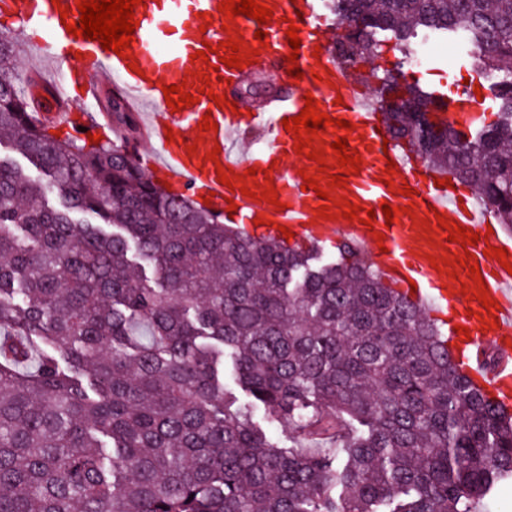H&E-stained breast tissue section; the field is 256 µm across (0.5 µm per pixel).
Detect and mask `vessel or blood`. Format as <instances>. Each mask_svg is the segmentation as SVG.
Here are the masks:
<instances>
[{
  "label": "vessel or blood",
  "mask_w": 512,
  "mask_h": 512,
  "mask_svg": "<svg viewBox=\"0 0 512 512\" xmlns=\"http://www.w3.org/2000/svg\"><path fill=\"white\" fill-rule=\"evenodd\" d=\"M77 2L0 0V16L37 32L39 56L65 65L63 81H46L50 92L60 97L73 88L92 99L102 88L101 77L111 78L128 108L138 113L142 139L153 147L152 176L195 196L210 197L215 211L236 205L232 222L243 235L275 237L284 227L298 242L348 243L378 267L386 284L446 326L448 350L460 359L463 372L504 410H512V274L505 269L512 264V238L497 232L496 215L478 203L474 191L445 187L446 170L414 160L397 141H384L380 110L330 49L329 29L318 20V0H264L273 16L263 26L244 15L225 20L218 10L221 0H146L134 10L139 25L124 57L103 50L98 41L67 32L66 23L80 21ZM63 6L68 9L64 15L59 12ZM291 19L300 27L302 76L291 79L287 95L271 110L242 103L234 109L216 106L214 99L223 95L225 82L237 75L236 69L220 63L232 53L228 39L238 38L248 49L258 50L260 60H278L291 52L286 35ZM260 29L266 34L262 41L255 37ZM202 49L208 52L207 60H195ZM202 73L211 79L212 94L201 91ZM170 85L184 86L197 96V104L173 111L163 93ZM310 96L333 120L312 141L313 148L324 151L319 163L298 159L297 136L282 124L299 116ZM448 110L473 116L480 113L481 104L470 90L450 100ZM206 115L214 129H200ZM343 120L351 122V129L340 128ZM339 137L347 139L349 150L358 151L362 164L346 186L329 188L335 203L324 218L319 210L326 199L304 190V178L316 175L323 162L329 175L339 174L332 149ZM213 150L218 153L214 161L208 158ZM222 172L231 180L243 176L245 191L221 185ZM269 184L278 204L260 197ZM405 185L414 188L413 197L402 195ZM346 201L358 206L356 220L344 217ZM384 203L398 210L393 222L379 212ZM371 208L377 211L372 219L367 216ZM443 219L480 233V240L467 248L450 241L449 230L439 226ZM489 245L506 249V263L485 255ZM447 257L463 260L456 275L437 270V263ZM474 263L487 284L488 299L496 303L493 309L476 298L478 285L470 277ZM487 319L492 328H484ZM459 325L466 327V334L456 333ZM489 348L497 354L491 369L483 356Z\"/></svg>",
  "instance_id": "b4317fda"
}]
</instances>
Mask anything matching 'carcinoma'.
<instances>
[{
  "instance_id": "1",
  "label": "carcinoma",
  "mask_w": 512,
  "mask_h": 512,
  "mask_svg": "<svg viewBox=\"0 0 512 512\" xmlns=\"http://www.w3.org/2000/svg\"><path fill=\"white\" fill-rule=\"evenodd\" d=\"M322 2L349 68L465 36L493 120L457 127L399 64L378 104L511 230L512 0ZM17 46L0 30V143L27 162L0 159V512H486L512 485V421L422 308L346 243L256 242L149 176L117 91L112 137L56 135Z\"/></svg>"
}]
</instances>
